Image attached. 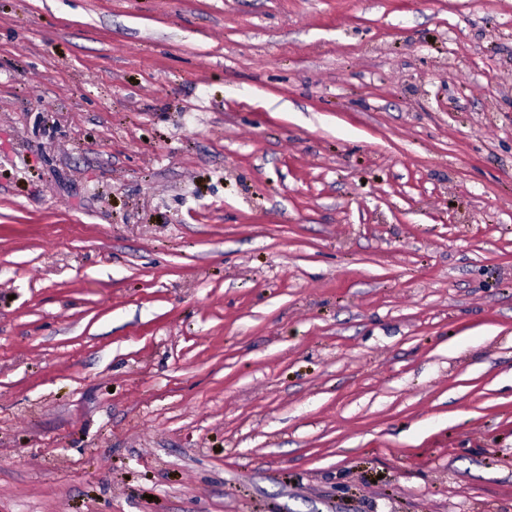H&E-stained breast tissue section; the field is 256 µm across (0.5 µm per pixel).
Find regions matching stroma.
<instances>
[{"instance_id": "stroma-1", "label": "stroma", "mask_w": 512, "mask_h": 512, "mask_svg": "<svg viewBox=\"0 0 512 512\" xmlns=\"http://www.w3.org/2000/svg\"><path fill=\"white\" fill-rule=\"evenodd\" d=\"M0 512H512V0H0Z\"/></svg>"}]
</instances>
